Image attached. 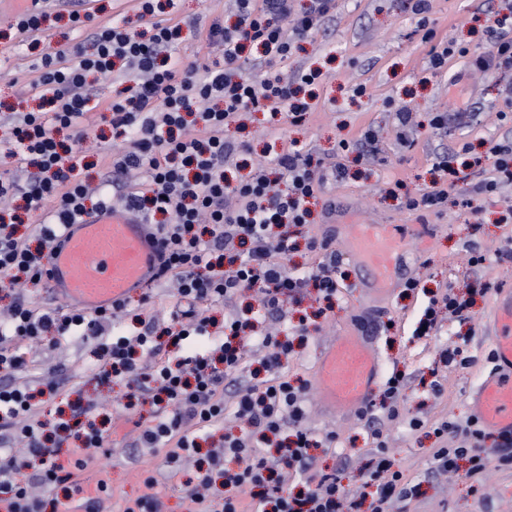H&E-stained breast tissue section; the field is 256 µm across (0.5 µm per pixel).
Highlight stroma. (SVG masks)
<instances>
[{"label":"stroma","mask_w":512,"mask_h":512,"mask_svg":"<svg viewBox=\"0 0 512 512\" xmlns=\"http://www.w3.org/2000/svg\"><path fill=\"white\" fill-rule=\"evenodd\" d=\"M230 0H180L176 18L182 25L178 54L193 58L205 53L202 31L212 20L233 23ZM499 0H434L432 26L440 40H455L470 53L487 50L483 37L488 11L497 9ZM416 18L406 9L405 0H335V8L321 28L304 43L303 52L283 62L294 72L309 67L320 68L323 80L317 89L318 110L301 127L287 119L269 123L266 114L253 112L244 119L243 129L229 130L233 139L248 141L251 152L235 154L225 165L227 174L241 173L243 164L265 160L269 145L276 140L298 141L299 145L321 158L325 166L343 164L346 179L328 181L312 204L311 235L328 240L341 259L344 274L339 281V301L328 317L316 320L304 348L288 362L289 379L311 380L318 350L343 329L356 322L369 326L385 372L400 370L409 379L400 401L402 420L383 421L392 457L408 477L420 487L409 512H512V468L491 467L483 485L466 478L464 471L438 474L434 471L433 451L439 441L432 434L430 422L452 418L465 420L467 397L472 387L487 372L485 357L491 349L488 318L496 301L489 293L479 301L472 320L443 323L432 336L413 337L415 323L430 294L446 286L465 288L482 277L512 286V262L488 264L481 268L467 266V244H476L492 253L512 246V223H499V215L512 205V185L504 187L496 202L471 212L457 195L436 210H411L406 196L386 194V182L404 180L407 194H415L430 185L433 166L440 157L453 156V167L466 175L455 154L465 142L480 145L512 137V128L500 126L497 114L512 109L502 92L503 86L490 74L465 72L459 85H449L450 76L464 72L461 58L449 60L438 74L429 70V47L417 34ZM34 57L15 31L0 28V116L18 97L27 95L36 73ZM365 86L364 96H354L357 86ZM405 107L418 119L409 132L413 147L402 146L396 138L395 111ZM442 112L449 117V131L439 132L427 122L429 113ZM378 135L382 163L365 174L352 156L339 154L340 141L356 140L364 129ZM353 224H407L416 231L407 239L416 261L406 272L407 278L419 279L422 287L406 293L396 286L387 299L376 302L362 286L363 272L347 252L342 233ZM464 350L475 359L467 368L447 369L441 354L448 346ZM94 344L79 338L57 343L48 341L25 348L26 370L21 378L38 382L46 368H56L60 383L53 401L41 408L42 418H49L58 403L76 396L93 399L101 413L109 417L106 466L116 490L113 508L124 500L145 493L144 479L153 475L155 491L163 503V512H188L189 504L181 488L193 478L195 460L180 466H167L163 451H139L133 443L139 434L136 426L147 409L133 412L123 409L119 400L121 385L97 384L89 368L94 361ZM443 385L441 396L430 390L431 381ZM306 425L320 435L335 432V447L317 452L315 468L337 473L343 485L360 490L364 466L372 456V440L364 421L358 416L330 415L320 409L316 390L306 397ZM427 420L418 431L410 430L408 418Z\"/></svg>","instance_id":"stroma-1"}]
</instances>
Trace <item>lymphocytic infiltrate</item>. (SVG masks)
Segmentation results:
<instances>
[{
    "label": "lymphocytic infiltrate",
    "mask_w": 512,
    "mask_h": 512,
    "mask_svg": "<svg viewBox=\"0 0 512 512\" xmlns=\"http://www.w3.org/2000/svg\"><path fill=\"white\" fill-rule=\"evenodd\" d=\"M409 2L423 42L431 46L433 70L456 55L468 58L472 70L512 73V0L489 12V48L476 56L450 41L434 43L429 26L433 0ZM175 6L176 0H138V17L145 26L139 33L116 24L96 25L92 14L71 12L73 31H91L89 43L71 46L52 44L45 36L42 23L48 13L42 0H35L12 24L36 53L32 89L39 109L12 113L0 124V133L36 169L24 186L9 173H0V288L15 294L6 316H0V496L6 497L11 512H46L47 506L59 503L53 490L73 496L86 475L96 476L98 491L86 501L88 512H105V500L112 495L100 467L107 453L106 432L84 429L79 456L61 463L60 448L77 433L66 422L46 429L29 387L17 381L26 366L21 346L48 334L55 340L96 341L93 374L123 382L127 399L151 398L153 422L142 426L136 445L164 449L168 466L195 453L199 433L222 425L225 409L233 408L246 429L212 449L207 471L184 484L182 493L192 512H241L246 494L257 497L253 512H361L365 505L370 512H390L393 504L408 506L416 487L391 458L375 415L380 409L387 420L400 419L399 400L407 386L403 373L386 380L380 405H367L359 414L375 444L365 469V483L375 489L368 500L347 490L336 473L314 467L309 448L332 447L336 436L317 438L302 425L308 386L288 379L290 343L253 322L247 312L226 317L219 329L209 315L213 304L257 285L262 308L283 323L288 320L284 298H296L306 285H315L326 302L338 298V258L330 253L329 241L307 237L308 250L327 252L328 260L305 275L291 273L288 261L296 229L308 222L309 199L327 178L344 179L345 168L326 170L292 142L236 182L224 175L226 158L238 149L224 131L242 113H283L291 125L301 126L315 111V103L300 91L315 83L318 71H298L286 79L272 68L321 27L334 0H309L300 12L294 0H233L235 25L214 24L206 34L208 45L220 46V55L191 60L171 52L181 38V26L162 12ZM249 47L260 49V57L246 56ZM251 64L268 66L270 72L254 81L246 73ZM100 76L123 86L119 97L107 104L92 91ZM103 106L111 113L113 138L123 142L112 161V183L121 190L117 203L152 224L160 247L158 277L176 286L170 311L174 329L163 343L153 316L141 317L134 330L115 308L94 315L77 310L38 313L16 294L29 283L48 287L45 268L54 242L65 224L88 211L86 202L93 193L74 172L83 161L87 139L83 120ZM488 157L491 169L474 170L471 188L437 181L408 197V208L438 209L454 191L467 207L474 193L492 201L500 185L512 183V142H493ZM133 171L147 175V188L126 184ZM21 194L28 209L50 210L49 221L38 227L40 245L34 251L9 229L10 204ZM494 287V282L479 278L465 295L449 288L430 298L414 336H430L443 310L449 319L469 320L476 296ZM250 344L264 349L261 363L267 377L237 386L233 404L225 405L224 383L239 372ZM434 432L442 442L433 453L436 470H457L463 460L466 477L479 484L490 462L512 467V433L489 435L471 418L462 424L440 422ZM215 469L224 478L220 494L212 490ZM298 477L303 480L299 489L293 484Z\"/></svg>",
    "instance_id": "f902f5d3"
}]
</instances>
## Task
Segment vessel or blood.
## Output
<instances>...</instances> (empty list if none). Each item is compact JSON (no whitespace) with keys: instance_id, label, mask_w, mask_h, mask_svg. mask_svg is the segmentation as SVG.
Returning <instances> with one entry per match:
<instances>
[{"instance_id":"obj_1","label":"vessel or blood","mask_w":512,"mask_h":512,"mask_svg":"<svg viewBox=\"0 0 512 512\" xmlns=\"http://www.w3.org/2000/svg\"><path fill=\"white\" fill-rule=\"evenodd\" d=\"M403 232L393 224H355L347 242L363 268L366 291L388 293L409 267L401 245ZM159 248L151 227L133 211L107 207L66 225L46 269L57 297L93 313L125 301L157 283ZM493 370L469 396L470 411L490 433L512 431V290H503L493 315ZM382 365L364 327L344 332L322 350L314 387L328 412L363 409Z\"/></svg>"}]
</instances>
